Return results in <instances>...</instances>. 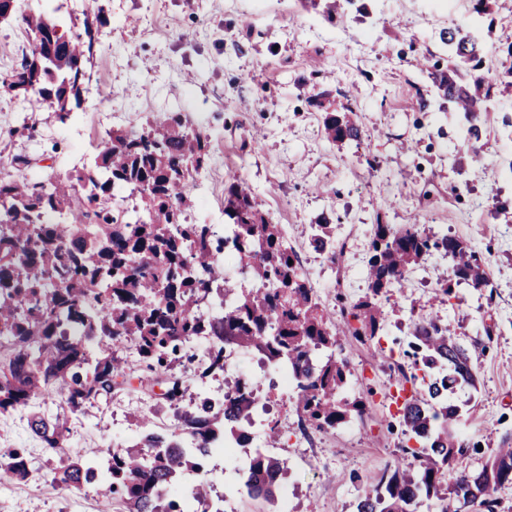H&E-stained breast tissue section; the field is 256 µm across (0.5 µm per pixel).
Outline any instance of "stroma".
<instances>
[{
    "mask_svg": "<svg viewBox=\"0 0 512 512\" xmlns=\"http://www.w3.org/2000/svg\"><path fill=\"white\" fill-rule=\"evenodd\" d=\"M108 19L87 72L81 106L66 122L46 103H18L0 92V172L13 175L15 157L35 159L26 174L82 169L109 133H137L157 115L184 113L191 130L207 135L211 161L205 192L195 193L198 224L224 221L231 180L246 182L273 223L287 226L288 243L318 291L335 305L343 283L355 300L367 291L364 273L346 279L309 244L311 226L337 224L366 265L376 216L478 245L492 292L461 283L454 298L434 299L441 256L417 268L411 285L392 290L382 307L383 332L374 341L340 343L350 360L347 394L371 399L368 413L350 423L352 438L302 430L292 392H270L279 440L272 453L286 460L288 512H355L366 476L397 464L406 441L380 389L410 340L411 315L439 318L464 345L485 351L475 363L477 389L464 408L460 434L470 446L454 473L477 469L512 432V88L502 89L479 116L484 144L474 159L465 144L468 124L449 110L419 58L447 65L439 32L448 23L491 27L485 66H512V13L487 21L472 0H357L344 20L330 22L304 0H63L56 19L79 30L97 12ZM327 112H352L361 137L332 143L323 130ZM377 396H368V388ZM149 401L118 393L71 415L68 451L99 448L128 433ZM26 448L34 458L26 483L0 482V512H102L104 497L53 487L58 465L26 430L17 413L0 414V448Z\"/></svg>",
    "mask_w": 512,
    "mask_h": 512,
    "instance_id": "obj_1",
    "label": "stroma"
}]
</instances>
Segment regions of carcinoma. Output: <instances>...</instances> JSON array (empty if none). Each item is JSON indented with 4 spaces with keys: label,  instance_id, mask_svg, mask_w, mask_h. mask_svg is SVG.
<instances>
[{
    "label": "carcinoma",
    "instance_id": "carcinoma-1",
    "mask_svg": "<svg viewBox=\"0 0 512 512\" xmlns=\"http://www.w3.org/2000/svg\"><path fill=\"white\" fill-rule=\"evenodd\" d=\"M34 35L30 51L0 86L25 99L48 104L63 122L80 106L86 64L98 31L58 36L55 48L44 35L58 25L40 11L21 16ZM448 47L447 70L434 76L448 108L463 113L474 155L481 147L474 124L498 76L481 73L484 34L461 24L440 32ZM328 140L357 141L360 128L349 113H326ZM206 137L188 129L180 112L147 123L138 134L114 133L90 168L52 173L41 180L0 178V412L26 414L27 429L59 457L52 484L80 490L98 483L123 512H212L210 479L184 484L186 471L201 473L221 441H232L248 420L260 385L241 376L222 400L202 396L198 383L176 372L187 344L207 340L199 380L224 372V344L259 355L271 372L295 380L296 406L319 431L362 417V399L343 396L350 361L336 351L338 336L364 343L380 329L381 305L390 289L406 288L412 271L431 252L448 260L437 279V295L451 297L454 285L476 290L490 285L482 253L459 238L431 236L417 224L397 227L376 218L370 233L366 279L369 292L347 301L339 312L321 306L297 253L279 225L259 209L249 187L232 181L225 198L230 235L214 238L210 226L184 221L192 207L194 175L208 166ZM310 245L336 263V225L312 227ZM229 247L241 273L254 283L237 288L223 278L216 254ZM135 347L146 377L140 386L161 393L133 436L107 448L68 455V414L132 391L119 348ZM478 346L459 344L438 318L419 314L405 361L396 367V391L411 395L399 407L403 434L417 444L402 452L407 462L366 478L357 512H415L421 497H439L445 470L469 445L458 432L462 407L452 395L476 387ZM60 398L67 412L47 415L41 404ZM174 411L175 427L153 431L155 412ZM198 443L196 452L182 447ZM27 450L0 453V479L22 483L29 476ZM286 462L258 452L244 482L247 494L277 506ZM512 484V433L472 472L457 475L448 494L481 498L488 512L494 495Z\"/></svg>",
    "mask_w": 512,
    "mask_h": 512
}]
</instances>
